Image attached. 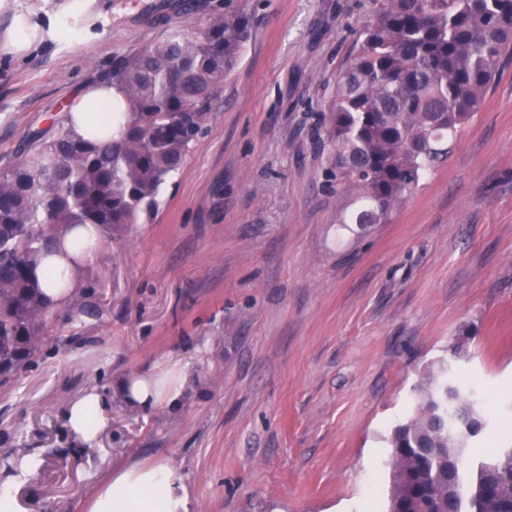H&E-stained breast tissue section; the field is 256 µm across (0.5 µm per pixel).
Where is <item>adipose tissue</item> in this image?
Listing matches in <instances>:
<instances>
[{
    "mask_svg": "<svg viewBox=\"0 0 512 512\" xmlns=\"http://www.w3.org/2000/svg\"><path fill=\"white\" fill-rule=\"evenodd\" d=\"M107 407L104 394L86 392L68 408L69 429L82 441L94 442L104 428ZM87 512H190L189 494L168 465L132 466L99 488Z\"/></svg>",
    "mask_w": 512,
    "mask_h": 512,
    "instance_id": "1",
    "label": "adipose tissue"
}]
</instances>
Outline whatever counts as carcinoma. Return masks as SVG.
Returning a JSON list of instances; mask_svg holds the SVG:
<instances>
[{
	"mask_svg": "<svg viewBox=\"0 0 512 512\" xmlns=\"http://www.w3.org/2000/svg\"><path fill=\"white\" fill-rule=\"evenodd\" d=\"M325 116L331 175L356 191L358 224H377L448 155L512 61V0H374ZM249 0H224L200 26L175 30L112 61L105 81L122 100L112 122L72 117L34 134L0 168V387L32 367L62 306L85 312L80 274L51 272L64 299L36 276L42 260L77 264L76 227L115 240L159 209L163 185L207 128L224 80L251 37ZM482 402L448 377L423 372L412 415L392 430L388 512H512V447L463 463L483 428Z\"/></svg>",
	"mask_w": 512,
	"mask_h": 512,
	"instance_id": "carcinoma-1",
	"label": "carcinoma"
}]
</instances>
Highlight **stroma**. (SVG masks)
I'll list each match as a JSON object with an SVG mask.
<instances>
[{"instance_id":"stroma-1","label":"stroma","mask_w":512,"mask_h":512,"mask_svg":"<svg viewBox=\"0 0 512 512\" xmlns=\"http://www.w3.org/2000/svg\"><path fill=\"white\" fill-rule=\"evenodd\" d=\"M0 0V167L65 116L115 58L203 22L217 0ZM254 29L209 128L153 220L101 237L88 312L58 320L0 388V456L35 455L28 512H86L115 471L165 463L194 512H385L387 439L422 368L447 358L492 409L479 443L512 445V64L447 160L388 218L346 223L321 124L373 0H251ZM24 27L32 47L4 51ZM460 356L448 358L455 343ZM181 384L143 410L120 381ZM107 426L66 428L91 389Z\"/></svg>"}]
</instances>
